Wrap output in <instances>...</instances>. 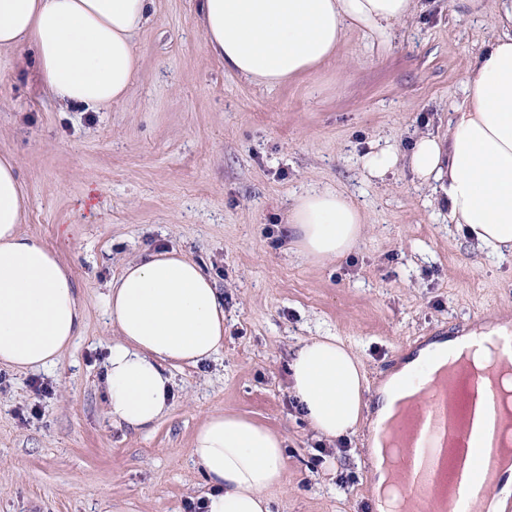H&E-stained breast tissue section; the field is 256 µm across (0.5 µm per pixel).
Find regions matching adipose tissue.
<instances>
[{"label": "adipose tissue", "instance_id": "ef3b65f1", "mask_svg": "<svg viewBox=\"0 0 512 512\" xmlns=\"http://www.w3.org/2000/svg\"><path fill=\"white\" fill-rule=\"evenodd\" d=\"M494 38L468 63L464 101L448 137H418L410 153L387 146L362 158L384 178L397 166L435 185L475 248L512 253V0H496ZM154 0H0V50L33 45L44 87L63 105L99 110L127 93L139 61L135 34ZM416 0H200L206 48L227 71L265 87L281 85L331 58L348 30L386 42ZM27 196L17 163L0 156V366L50 368L83 322V304L57 255L21 231ZM364 212L339 190L313 188L295 198L288 233L297 255L321 263L356 248ZM116 330L107 345L105 387L115 425L151 428L170 407L172 370L212 359L224 346V298L198 263L162 249L124 263L104 296ZM475 340L468 334L421 350L420 387L393 375L369 400L358 356L338 337L317 336L292 353V391L312 429L333 440L355 434L368 408L375 427L431 386L436 373ZM190 454L206 482V512H271L285 479L282 435L246 416H208Z\"/></svg>", "mask_w": 512, "mask_h": 512}]
</instances>
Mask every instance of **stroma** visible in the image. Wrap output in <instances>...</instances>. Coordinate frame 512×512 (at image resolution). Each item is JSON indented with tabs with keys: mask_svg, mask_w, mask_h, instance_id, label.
<instances>
[{
	"mask_svg": "<svg viewBox=\"0 0 512 512\" xmlns=\"http://www.w3.org/2000/svg\"><path fill=\"white\" fill-rule=\"evenodd\" d=\"M198 3L155 0L127 97L98 111L49 97L30 46L0 51V155L18 163L22 229L68 267L84 305L57 366L4 371L0 512H112L116 500L190 512L206 485L189 448L217 411L283 435L287 483L272 512H376L368 434L321 444L290 392L294 347L339 337L375 387L428 339L512 319V259L473 249L407 168L380 181L361 162L379 140L406 152L421 134L447 138L463 70L494 36L495 0H417L389 45L348 30L333 57L273 88L207 51ZM311 183L367 217L342 258L313 263L290 247V198ZM156 247L210 274L224 347L175 369L153 428H120L106 401L103 297L125 261ZM321 446L329 460L311 466Z\"/></svg>",
	"mask_w": 512,
	"mask_h": 512,
	"instance_id": "35a3bbf8",
	"label": "stroma"
}]
</instances>
